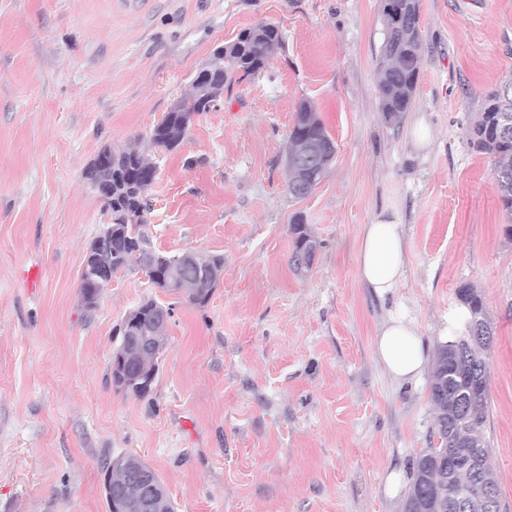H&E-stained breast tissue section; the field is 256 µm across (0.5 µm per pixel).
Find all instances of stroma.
Returning a JSON list of instances; mask_svg holds the SVG:
<instances>
[{
    "label": "stroma",
    "mask_w": 512,
    "mask_h": 512,
    "mask_svg": "<svg viewBox=\"0 0 512 512\" xmlns=\"http://www.w3.org/2000/svg\"><path fill=\"white\" fill-rule=\"evenodd\" d=\"M419 3L418 85L391 123L381 0H0V512H108L102 463L121 452L156 470L176 512H402L435 409L429 385L399 386L374 355L387 307L360 283L356 248L385 209L406 228L398 296L429 350L462 285L493 325L486 435L512 512V239L465 136L512 76V0ZM263 21L283 50L196 117L147 191L157 251L223 255L211 299L129 273L84 311L83 259L111 221L85 170L103 149L147 148L214 49ZM304 100L336 153L297 200L284 157ZM296 215L321 243L304 276L288 264ZM35 262L31 293L17 273ZM147 298L173 314L138 398L115 392L112 353Z\"/></svg>",
    "instance_id": "stroma-1"
}]
</instances>
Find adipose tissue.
I'll list each match as a JSON object with an SVG mask.
<instances>
[{
    "instance_id": "1",
    "label": "adipose tissue",
    "mask_w": 512,
    "mask_h": 512,
    "mask_svg": "<svg viewBox=\"0 0 512 512\" xmlns=\"http://www.w3.org/2000/svg\"><path fill=\"white\" fill-rule=\"evenodd\" d=\"M356 260L361 283L393 303L376 332L375 356L394 381L418 385L430 356L413 318L397 300L405 274V229L396 215L383 211L362 226Z\"/></svg>"
}]
</instances>
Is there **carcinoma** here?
<instances>
[{
    "label": "carcinoma",
    "mask_w": 512,
    "mask_h": 512,
    "mask_svg": "<svg viewBox=\"0 0 512 512\" xmlns=\"http://www.w3.org/2000/svg\"><path fill=\"white\" fill-rule=\"evenodd\" d=\"M384 39L378 81L379 111L395 121L409 111L416 92L421 61V16L419 0H382ZM283 49V36L273 23H260L241 31L224 52L213 54L209 63L191 80L190 92L164 113L150 130L149 142L160 153L178 148L193 125V119L213 110L232 81L253 78L266 69ZM512 122V77L489 92L481 112L466 128L468 143L491 162V173L498 187L500 208L506 219L505 232L512 238V136L502 138L498 128L503 120ZM336 146L322 124L315 107L300 103L289 133L286 170L288 193L296 200L309 196L326 176ZM105 169L85 175L96 194L104 200L112 222L106 225L112 239V262L100 266L84 260L81 295L99 301L105 288L117 275L139 270L155 287L174 291L192 304L208 303L218 287L224 269L220 254L196 251L181 253L183 260L171 265V257L150 246L141 231L146 223V192L156 178L157 167L143 151L134 146L109 151ZM289 230L292 251L289 265L303 275L314 260L318 240L300 216H294ZM472 312L467 334L438 347L431 383V401L436 412L433 434L438 446L426 449L415 462L412 489L404 503V512L413 504L423 510L437 497L443 498V512H500V488L491 464L485 428L488 418L490 388L489 362L494 341L493 327L483 318V304L478 292L465 285L458 290ZM172 308L153 299L137 305L121 322L120 341L113 354L121 356L130 367L129 385L114 386L118 393L145 396L158 374V356L165 345V327ZM126 464L114 465L107 478L118 498L106 497L109 512L117 499L137 501L141 487L130 477L140 469L155 480L159 475L146 462L132 454L124 455ZM488 487L494 491L496 508L475 503L455 507L448 494L461 489Z\"/></svg>",
    "instance_id": "1"
}]
</instances>
